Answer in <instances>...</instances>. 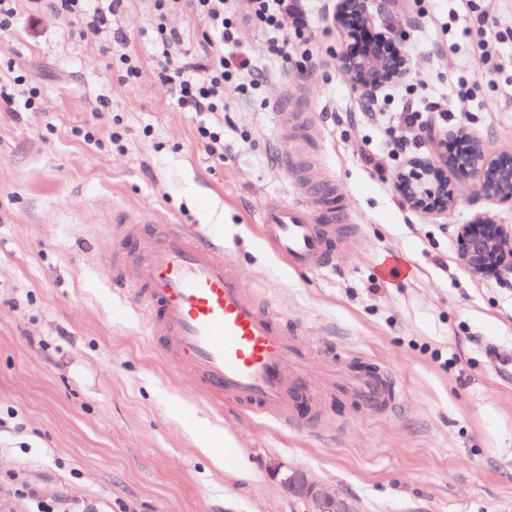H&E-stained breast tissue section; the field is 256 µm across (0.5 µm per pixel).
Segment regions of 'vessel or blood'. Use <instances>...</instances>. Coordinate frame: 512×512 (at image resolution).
<instances>
[{
    "label": "vessel or blood",
    "mask_w": 512,
    "mask_h": 512,
    "mask_svg": "<svg viewBox=\"0 0 512 512\" xmlns=\"http://www.w3.org/2000/svg\"><path fill=\"white\" fill-rule=\"evenodd\" d=\"M329 214L323 201L268 205L263 237L291 267H325L341 231ZM118 220L112 284L145 311L150 341L204 394L291 430L318 411V399L303 388L306 357L299 338L246 287L221 244L183 224L165 225L153 237L144 218L123 213ZM338 359L344 366L338 390L363 406L393 409L397 388L388 372L356 365L348 352Z\"/></svg>",
    "instance_id": "b4317fda"
}]
</instances>
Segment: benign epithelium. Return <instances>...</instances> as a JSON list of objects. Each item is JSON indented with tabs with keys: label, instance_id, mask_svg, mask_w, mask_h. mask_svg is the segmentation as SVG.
Here are the masks:
<instances>
[{
	"label": "benign epithelium",
	"instance_id": "obj_1",
	"mask_svg": "<svg viewBox=\"0 0 512 512\" xmlns=\"http://www.w3.org/2000/svg\"><path fill=\"white\" fill-rule=\"evenodd\" d=\"M385 0H336L333 22L345 40L343 70L354 88L372 99L389 84L408 74V59L388 27L375 22ZM476 178L478 195L488 201L512 202V154L487 153L482 144L463 129L439 137L434 159L416 158L398 175L396 191L412 210L443 213L457 202L459 184ZM461 261L473 273L505 280L512 277V226L499 224L488 214L457 230ZM281 482L303 499L309 512H353L350 503L310 481L298 470L274 469Z\"/></svg>",
	"mask_w": 512,
	"mask_h": 512
}]
</instances>
